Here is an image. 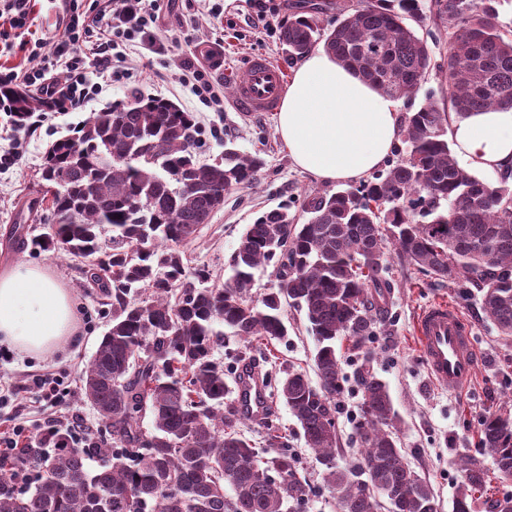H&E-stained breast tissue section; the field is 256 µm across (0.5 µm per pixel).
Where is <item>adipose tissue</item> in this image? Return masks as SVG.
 I'll use <instances>...</instances> for the list:
<instances>
[{"instance_id":"1","label":"adipose tissue","mask_w":512,"mask_h":512,"mask_svg":"<svg viewBox=\"0 0 512 512\" xmlns=\"http://www.w3.org/2000/svg\"><path fill=\"white\" fill-rule=\"evenodd\" d=\"M400 101L379 93L323 49L295 68L275 116L293 164L315 180L357 182L393 151ZM448 139L489 184L512 177V108L452 117ZM74 297L43 265L20 261L0 269V345L25 356L52 354L79 335Z\"/></svg>"}]
</instances>
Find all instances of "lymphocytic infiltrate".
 <instances>
[{"label":"lymphocytic infiltrate","mask_w":512,"mask_h":512,"mask_svg":"<svg viewBox=\"0 0 512 512\" xmlns=\"http://www.w3.org/2000/svg\"><path fill=\"white\" fill-rule=\"evenodd\" d=\"M159 9L155 0L150 5L144 0H113L109 6L100 0H92L88 5L81 0H62L61 33L51 41L41 42V64L23 72H0V112L13 114L8 92L21 87L35 92L42 102L26 122V129H36L49 114L82 109L103 91L102 84L90 78V69H97L102 75L114 71L120 60L118 49L125 43L137 40L141 45L154 47ZM59 69L64 71V79L56 78ZM67 393L63 377L48 371L31 373L20 383H0V409L22 394L49 409L41 419L22 420L14 423L10 431L0 432V460L20 457L37 443H50L52 431L59 426L69 433V447H93V426L60 409Z\"/></svg>","instance_id":"1"}]
</instances>
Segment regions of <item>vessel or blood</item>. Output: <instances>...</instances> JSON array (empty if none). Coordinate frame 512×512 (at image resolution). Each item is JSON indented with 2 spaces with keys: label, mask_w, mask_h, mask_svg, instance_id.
Returning <instances> with one entry per match:
<instances>
[{
  "label": "vessel or blood",
  "mask_w": 512,
  "mask_h": 512,
  "mask_svg": "<svg viewBox=\"0 0 512 512\" xmlns=\"http://www.w3.org/2000/svg\"><path fill=\"white\" fill-rule=\"evenodd\" d=\"M288 82L286 70L263 55L250 56L234 82V103L242 112H272L278 107ZM415 334L417 347L435 383L466 388L476 371V350L471 327L451 304L439 301L420 314ZM240 402L252 417H259L265 402L260 380L243 387Z\"/></svg>",
  "instance_id": "b4317fda"
}]
</instances>
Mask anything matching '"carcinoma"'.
<instances>
[{
  "label": "carcinoma",
  "mask_w": 512,
  "mask_h": 512,
  "mask_svg": "<svg viewBox=\"0 0 512 512\" xmlns=\"http://www.w3.org/2000/svg\"><path fill=\"white\" fill-rule=\"evenodd\" d=\"M501 0H359L340 9L329 32L325 5L300 6L281 43L291 60L323 48L383 95L414 94L436 67L427 43L403 23L429 22L447 47L448 108L458 115L512 107V30L499 22ZM14 121L25 124L41 101L13 92ZM448 113L433 98L407 113L404 149L386 174L357 188L304 200L299 224L282 205L240 236L224 286L184 282L178 247L220 208L217 197L251 186L260 158L233 148L207 162L197 156L201 128L174 103L134 96L93 112L73 135L50 142L42 180L56 218L34 245L82 260L84 274L111 302L112 322L82 377L85 398L112 435V463L101 448L39 449L33 488L19 492L0 462V512H305L311 487L300 477L288 435L266 427L264 447L241 432L247 418L228 400L235 363L214 358L224 330L242 341L288 344L284 301L305 311L315 339L318 383L284 370L268 404L283 402L306 445L327 469L340 512H437L428 485L404 461L394 433L398 414L387 384L359 364L360 471L333 466L336 414L345 377L336 349L359 348L388 313L389 248L436 280L473 287L504 336H512V183L490 186L458 162L446 138ZM126 156L136 160L128 164ZM112 232L103 249L101 230ZM271 264L280 288L254 300V270ZM148 413L153 428L140 418ZM481 446L497 478L512 479V414L487 415ZM454 512H471L489 472L464 460ZM233 496H228L226 487Z\"/></svg>",
  "instance_id": "cac0c4a2"
}]
</instances>
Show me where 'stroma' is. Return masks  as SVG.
I'll use <instances>...</instances> for the list:
<instances>
[{
  "mask_svg": "<svg viewBox=\"0 0 512 512\" xmlns=\"http://www.w3.org/2000/svg\"><path fill=\"white\" fill-rule=\"evenodd\" d=\"M275 12L259 20L251 0H225L224 12L213 17L207 0H169L160 10L159 38L168 47L158 55L133 44L124 48L122 75L107 91L84 109L52 117L35 132L16 130L11 117L0 112V144L13 145L18 159L0 168V266L18 260L50 268L77 298L75 314L81 334L75 344L46 359H32L10 353L0 354V380L21 382L31 371H51L79 380L112 320V308L102 302L97 289L87 282L82 264L54 252L33 247L32 239L51 234L55 219L50 211H29L28 203L39 197L41 171L49 142L67 135L89 113L132 96L163 98L194 113L202 130L199 156L212 160L233 141L243 153L263 161L255 183L224 196V205L202 225L194 241L181 246L186 272L208 268L212 285H223L230 270L228 262L237 241L258 216L279 205H289L300 214V201L336 192L333 184H323L296 168L288 150L275 131L271 113L250 116L236 109L231 85L247 57L262 54L293 70L280 41V31L296 13L299 0H273ZM57 10L53 0H36L27 29L12 35L10 52L0 55V66L17 70L35 66L30 55L36 38L56 34ZM224 56V64L213 70L215 81L224 86V109L213 112L204 107L183 77L181 66L189 61L208 65V50ZM388 278L393 288L389 314L377 336L365 350L343 344L342 367L348 376L336 416L340 446L335 464L347 468L360 459L357 425L362 415V394L357 383V365L364 351H372L370 369L386 382L398 414V445L407 464L430 486L438 512H453L456 492L464 479L462 462L479 460L494 469L490 451L479 445L482 419L499 409L512 411V337L499 335L480 306L477 292L466 291L450 279L437 281L416 267L391 258ZM447 299L469 321L479 356L475 376L466 390L459 391L433 382L415 340L414 319L429 302ZM290 335L287 343L264 348L228 337L226 346L214 350L215 357H226L235 350L252 357L261 369L294 368L314 376L315 340L304 311L285 310ZM274 425L286 431L288 445L299 458L300 474L313 493L305 512H339L336 496L326 488L324 468L306 448L296 418L285 404H277Z\"/></svg>",
  "mask_w": 512,
  "mask_h": 512,
  "instance_id": "obj_1",
  "label": "stroma"
}]
</instances>
